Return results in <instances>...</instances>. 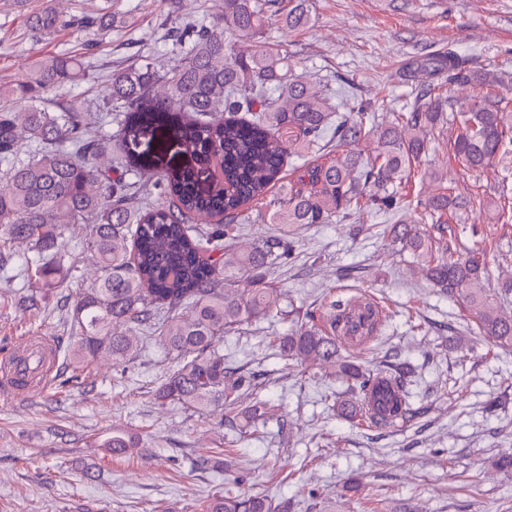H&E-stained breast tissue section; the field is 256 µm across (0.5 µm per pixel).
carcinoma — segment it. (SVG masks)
Wrapping results in <instances>:
<instances>
[{"mask_svg": "<svg viewBox=\"0 0 512 512\" xmlns=\"http://www.w3.org/2000/svg\"><path fill=\"white\" fill-rule=\"evenodd\" d=\"M224 0V16L171 34L170 58L149 53L109 73L98 95L99 111L121 112L116 137L134 129L160 126L169 112H188L178 135L191 150L194 165L139 175V201L120 177H112L101 158L112 151L84 110L69 102L49 106L43 94L89 78L96 44L77 55H38L21 78L0 84V240L28 244L26 267L40 287L57 288L67 276L68 256L59 239L67 225L85 229L83 249L101 272L97 282L74 303L72 335L78 337L74 359L105 354L122 364L137 349L139 337L160 336L179 359L176 371L155 393L161 405L178 403L204 410L223 403L224 411L252 421L267 416V401L258 396L239 408L249 381L225 367L220 340L242 325L282 313L278 288L267 269L291 257V235L304 224H334L348 212L410 209L404 189L412 165L420 163L436 140L450 130V156L468 170L492 164L512 165V97L494 92L503 85L494 70H475L456 53L429 55L406 69L418 79L435 75L417 89L412 104L376 121L367 103L332 104L325 87L293 73L287 55L271 47L239 54L234 40L263 37L269 20L290 30L311 21L309 0ZM30 30L42 37L80 24L110 30L123 20L110 12L72 19L46 0L27 16ZM450 87H478L481 92L458 102L445 95ZM373 141L372 155L356 151ZM336 143V159L310 166L307 189L282 188L267 207L268 224L279 237H256L233 260L224 257V240L235 237L244 207L263 200L269 187L283 179L284 160L303 157ZM35 149L18 156L21 143ZM206 188H200L202 175ZM474 198L447 186L417 202L436 229L442 217H457L473 207ZM197 216L213 220L208 228ZM401 219L388 229L392 241L413 255V268L440 293L459 299L476 318L480 333L500 348H512V316L501 306L512 299V280L486 288L484 252L454 255L433 244V236ZM188 307V314L179 310ZM295 326L277 337L286 357L315 364L353 381L337 403L339 412L359 425L371 423L364 401L373 399L393 421L413 415L408 402V364L385 376L340 356L336 332L354 335L353 315H340L321 327ZM103 447L113 455H131L139 439L116 430ZM204 512H288L263 495H217Z\"/></svg>", "mask_w": 512, "mask_h": 512, "instance_id": "1", "label": "carcinoma"}]
</instances>
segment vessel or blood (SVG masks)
<instances>
[{
    "mask_svg": "<svg viewBox=\"0 0 512 512\" xmlns=\"http://www.w3.org/2000/svg\"><path fill=\"white\" fill-rule=\"evenodd\" d=\"M54 364L51 342L40 336L31 337L21 350L0 360V393L43 390L50 382Z\"/></svg>",
    "mask_w": 512,
    "mask_h": 512,
    "instance_id": "obj_1",
    "label": "vessel or blood"
}]
</instances>
